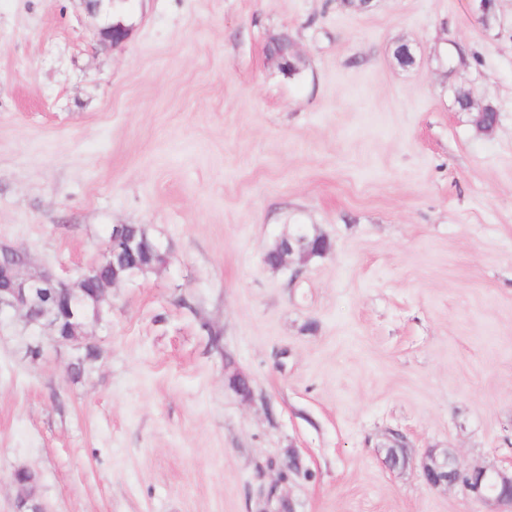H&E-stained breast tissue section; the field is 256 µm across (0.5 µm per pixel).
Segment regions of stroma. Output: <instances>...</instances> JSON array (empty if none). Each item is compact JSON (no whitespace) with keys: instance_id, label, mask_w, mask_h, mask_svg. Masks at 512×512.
Wrapping results in <instances>:
<instances>
[{"instance_id":"obj_1","label":"stroma","mask_w":512,"mask_h":512,"mask_svg":"<svg viewBox=\"0 0 512 512\" xmlns=\"http://www.w3.org/2000/svg\"><path fill=\"white\" fill-rule=\"evenodd\" d=\"M495 11L124 0L113 46L86 0H0V244L72 279L116 224L166 254L109 289L81 376L0 321V512L19 469L47 512H265L269 488L293 512H490L420 463L512 464V0ZM299 224L330 250L270 268Z\"/></svg>"}]
</instances>
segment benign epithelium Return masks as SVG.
Returning <instances> with one entry per match:
<instances>
[{
  "label": "benign epithelium",
  "mask_w": 512,
  "mask_h": 512,
  "mask_svg": "<svg viewBox=\"0 0 512 512\" xmlns=\"http://www.w3.org/2000/svg\"><path fill=\"white\" fill-rule=\"evenodd\" d=\"M100 35L104 41L118 46L129 38L130 28L119 21L103 27ZM112 244L119 245L120 249H106L79 277L70 280L47 269L28 273L26 269L30 261L20 265L6 258L8 254H25L21 247H1L0 252L5 254V258H0V319L18 315L27 329L33 332L48 329L54 334L60 318L64 316L73 322V331L81 329L80 300L73 298L74 292H81L85 284L98 280L100 268L110 264L112 280L101 281L95 297L96 303L100 305L106 301L108 289L133 281L140 269L136 253L141 249V242L130 235L128 225H112ZM313 246L314 243L303 233L280 239L276 247L280 255V266H285L296 252L305 255L310 253ZM391 450L392 453L386 457L390 469L408 464L407 443L403 436L394 434ZM421 470L424 480L433 487H459L495 505L496 512H512V467L463 469L457 463L454 453L438 455L436 450L431 449L421 461ZM14 475L19 508L23 512H47L41 502L24 490V486L32 484L33 473L20 469Z\"/></svg>",
  "instance_id": "obj_1"
}]
</instances>
